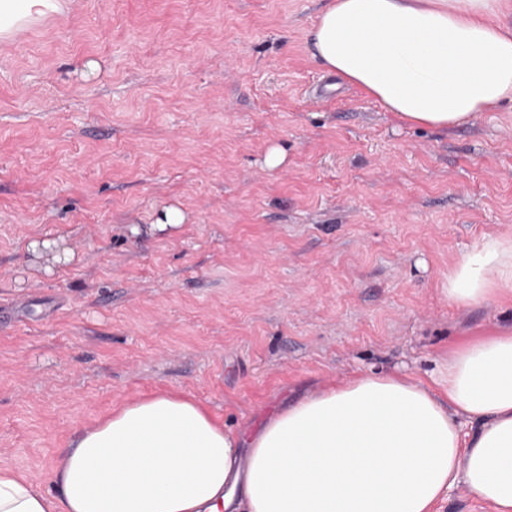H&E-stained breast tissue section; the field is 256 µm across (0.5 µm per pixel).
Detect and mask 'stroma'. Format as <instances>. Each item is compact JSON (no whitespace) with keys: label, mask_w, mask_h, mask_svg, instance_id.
Segmentation results:
<instances>
[{"label":"stroma","mask_w":512,"mask_h":512,"mask_svg":"<svg viewBox=\"0 0 512 512\" xmlns=\"http://www.w3.org/2000/svg\"><path fill=\"white\" fill-rule=\"evenodd\" d=\"M327 2L66 0L0 42V466L50 491L151 392L247 428L360 373L433 381L512 328V303L446 292L512 235V106L397 120L312 57Z\"/></svg>","instance_id":"1"}]
</instances>
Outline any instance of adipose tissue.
Wrapping results in <instances>:
<instances>
[{
	"instance_id": "1",
	"label": "adipose tissue",
	"mask_w": 512,
	"mask_h": 512,
	"mask_svg": "<svg viewBox=\"0 0 512 512\" xmlns=\"http://www.w3.org/2000/svg\"><path fill=\"white\" fill-rule=\"evenodd\" d=\"M62 0H0V40ZM497 0H330L311 31L324 69L399 121L437 129L512 104V27ZM448 300L512 301V237L448 272ZM55 489L0 467V512H435L465 485L512 512V330L448 354L437 386L363 373L225 429L169 393L125 402L58 461Z\"/></svg>"
}]
</instances>
